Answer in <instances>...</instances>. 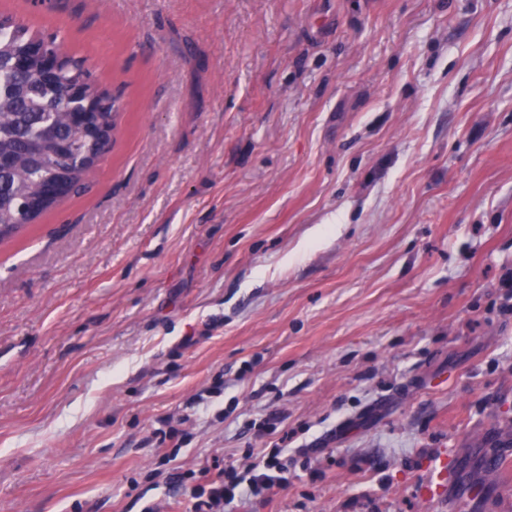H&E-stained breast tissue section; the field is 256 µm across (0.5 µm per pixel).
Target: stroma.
I'll return each mask as SVG.
<instances>
[{
  "label": "stroma",
  "instance_id": "1",
  "mask_svg": "<svg viewBox=\"0 0 512 512\" xmlns=\"http://www.w3.org/2000/svg\"><path fill=\"white\" fill-rule=\"evenodd\" d=\"M123 108L0 242V512H512V0H0ZM189 416L173 461L161 419ZM284 448H275L260 459L250 462L242 477L234 466L220 469L210 476V469L199 471L198 482L186 485L193 502V512H223L224 505L236 498L264 496L277 484L287 480L288 466L280 458Z\"/></svg>",
  "mask_w": 512,
  "mask_h": 512
}]
</instances>
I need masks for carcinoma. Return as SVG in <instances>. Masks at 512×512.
I'll use <instances>...</instances> for the list:
<instances>
[{
  "label": "carcinoma",
  "mask_w": 512,
  "mask_h": 512,
  "mask_svg": "<svg viewBox=\"0 0 512 512\" xmlns=\"http://www.w3.org/2000/svg\"><path fill=\"white\" fill-rule=\"evenodd\" d=\"M61 57L46 80L40 47ZM108 90L59 34H37L0 14V239L76 193L112 147Z\"/></svg>",
  "instance_id": "carcinoma-1"
}]
</instances>
